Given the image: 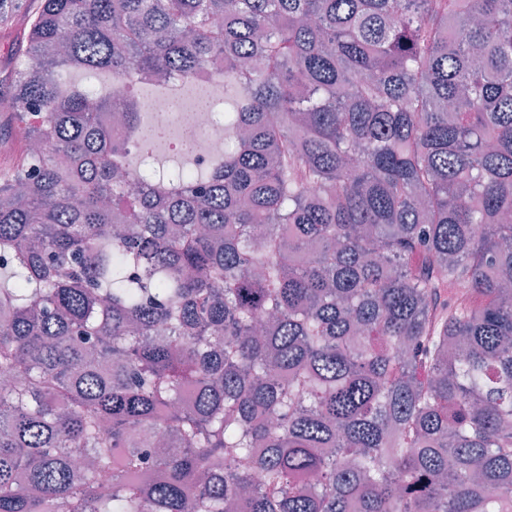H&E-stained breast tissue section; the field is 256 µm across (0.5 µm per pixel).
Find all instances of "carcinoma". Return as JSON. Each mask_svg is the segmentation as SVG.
Instances as JSON below:
<instances>
[{
	"mask_svg": "<svg viewBox=\"0 0 512 512\" xmlns=\"http://www.w3.org/2000/svg\"><path fill=\"white\" fill-rule=\"evenodd\" d=\"M0 30V512H512V0ZM75 71L207 88L238 141L147 170L166 117L133 85L112 140Z\"/></svg>",
	"mask_w": 512,
	"mask_h": 512,
	"instance_id": "cac0c4a2",
	"label": "carcinoma"
}]
</instances>
